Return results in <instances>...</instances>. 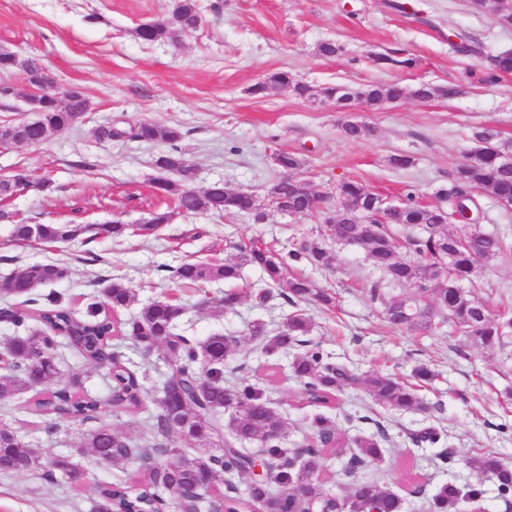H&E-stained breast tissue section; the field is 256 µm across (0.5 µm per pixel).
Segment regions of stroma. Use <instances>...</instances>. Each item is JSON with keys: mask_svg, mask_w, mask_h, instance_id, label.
<instances>
[{"mask_svg": "<svg viewBox=\"0 0 512 512\" xmlns=\"http://www.w3.org/2000/svg\"><path fill=\"white\" fill-rule=\"evenodd\" d=\"M215 3L220 11H212ZM200 4L204 22L196 32L145 44L135 38V28L168 17L172 0H0V49L49 69L61 84L81 87L90 100L89 112L73 128L39 145L0 149V175L24 169L53 182L52 191L2 200L0 209L31 224L145 223L157 203L153 161L166 146L96 140L95 129L110 121L179 128L184 157L196 168L199 184L221 180L261 197L281 176L274 153L285 151L302 160L299 175L315 192L353 179L386 197L410 191L434 204L437 190L472 147L474 126L493 127L502 139L512 140V73L485 79L489 56L512 51V29L471 9L468 0ZM460 33L480 46V54L456 50ZM324 41L340 45L339 55H319ZM391 54L415 64L382 63V56ZM282 70L313 86L429 82L456 85L462 93L427 102L408 97L376 109L358 101L347 111L285 88L254 93L268 73ZM349 120L372 127L373 135L346 139L341 125ZM393 154L410 155L412 166L392 167ZM481 204L480 229L505 233L506 247L480 273L478 292L492 309L512 311V209L486 196ZM323 222L318 211L290 219L272 208L262 224L234 214L178 215L147 236L52 248L15 244L10 224L0 222V277L29 263L60 261L70 276L57 290L79 314L85 295L101 290L109 279L127 282L141 304L179 296L191 306L187 333L199 339L217 331L242 336L254 321H280L297 310L312 321L310 341L349 367L378 368L406 380L415 367H430L436 377L422 390L427 411L394 412L365 390L347 388L328 415L349 439L384 432V455L366 476L398 493L404 512H433V497L443 483L472 480L465 460L473 452H494L512 461V334L487 350L450 323L426 334L394 328L384 318V303L400 294V287L371 298L369 285L380 274L352 246L338 247L333 270L294 264L283 272L284 278L304 275L314 288L335 292L337 304L329 310L311 301L292 306L277 294L256 306L247 290L261 273L252 267L236 284L242 303L228 312L198 305L204 296L221 297L224 284L186 288L169 278L168 266L229 259L238 244L252 238L289 247L316 236ZM291 362L289 355L268 356L248 347L225 361L224 375L264 388L285 418L286 447L297 448L310 432L311 411L292 404L299 385ZM61 374L62 383H76L93 395L107 393V368L89 364L74 351H66ZM0 420L42 448L45 459L67 454L85 472L81 484L61 477L50 482L29 471L1 476L0 512H93L96 484L142 469L134 460L120 472L92 453H78L89 423H61L50 438L34 414L0 406ZM426 427L440 433L437 444L414 443Z\"/></svg>", "mask_w": 512, "mask_h": 512, "instance_id": "obj_1", "label": "stroma"}]
</instances>
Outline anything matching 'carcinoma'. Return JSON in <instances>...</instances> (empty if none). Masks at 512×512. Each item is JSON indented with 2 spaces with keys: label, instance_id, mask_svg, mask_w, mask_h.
<instances>
[{
  "label": "carcinoma",
  "instance_id": "obj_1",
  "mask_svg": "<svg viewBox=\"0 0 512 512\" xmlns=\"http://www.w3.org/2000/svg\"><path fill=\"white\" fill-rule=\"evenodd\" d=\"M477 11L490 13L504 28L512 27V0H470ZM169 17L175 24H142L134 34L151 43L167 33L188 35L201 23L197 0H174ZM20 70L31 87L42 94L43 107L38 117L16 126L3 125L4 134L21 128L23 139L30 145L41 144L60 131L74 127L88 108V98L82 90L73 95H58L55 80L44 69L19 59L8 51H0V71ZM281 87L289 88L304 99L333 98L343 102L337 86L314 88L295 82L288 72L277 71L253 88L264 93ZM456 87L418 85L405 88L398 84H369L354 88L349 102L362 100L372 107L409 95L413 98H452ZM99 140H136L143 143L161 142L169 149L157 156L155 165L162 176L153 181V192L163 207L151 212L141 225L109 221L98 224L48 223L26 224L14 219L12 213L0 210V219L11 223L12 238L19 243H39L47 247L81 241L86 245L98 237L121 238L128 233L153 232L168 224L174 216L183 214L245 215L254 221L265 217L264 205L249 191L232 188L217 180L206 185L196 184L195 168L188 164L178 145L182 134L176 127L140 122L129 126L107 123L95 129ZM474 147L466 152L465 161L456 169L448 185L439 189V198L448 207L418 202L409 192L401 200V209L392 224H378L371 216L372 197L368 188L356 180L339 182L332 192L319 196L323 206L331 199L339 200V215L323 225L319 235L283 252L262 238L239 249L231 261L181 262L169 267L170 278L187 287L199 283H235L242 279L243 270L250 266L261 271L251 293L260 307L270 295L269 289H283L287 302L313 300L323 307H333L334 297L327 291L313 288L304 277L283 279V270L291 262H305L319 269L336 266L335 250L328 240L361 249L367 260L393 285H411L416 293H403L385 303L386 321L393 327L414 333H427L437 328L435 316L415 294L431 297L438 309L446 314L460 332L484 349H493L512 329L509 313L497 314L496 324L471 328L482 305V298L463 283L476 278L482 265L499 255L505 247L495 233L477 229L469 231L466 243L448 271L440 272L434 260L448 248L460 217L464 216L459 198L466 191L481 189L494 198L512 197V167L499 161L505 141L491 127H479L472 134ZM288 205V213L302 216L310 212V197L297 182L280 178L269 189ZM412 231L407 236L410 260L397 256L395 235L391 226ZM69 276V268L58 261L46 260L24 266L0 280V291L15 298H24L49 288ZM47 305L29 311L20 303L6 301L0 305V323L13 328L14 335L4 340L11 366L0 372V405L22 404L46 418L44 432L53 434L57 422L93 421L107 411L114 414H135L143 409L147 391L145 380L148 361L158 351L167 362L170 373L160 395L154 399L157 412L143 421V441L134 444L106 425L83 434L81 447L87 448L101 462L122 468L136 458L149 457L152 465L136 479L118 478L96 487L95 512H165L173 507L177 512H254L259 506L265 512H297L304 507L312 512H402V498L376 481L355 473L338 492L326 490L319 479L324 456L347 446L341 430L325 414H313L310 427L313 440L304 448H284L281 436L271 429L284 426L281 413L263 391L253 385L224 378V361L241 351L245 342H257L261 352L271 355L288 353L304 346L306 350L292 361V371L300 380L301 389L294 402L317 409L336 404L338 393L346 387H360L373 400L396 412L420 411L423 399L419 387L430 382L435 374L426 366L413 372L415 382L406 383L380 370L356 372L333 360L317 346H308L306 339L312 329L311 319L304 313L293 312L271 332L257 322L247 336H224L214 333L196 340L177 332V326L190 310L178 297L154 300L144 304L139 312L127 319L119 313L136 300L134 288L125 281H109L100 296H92L83 315L74 313L55 291L45 295ZM242 301L236 289H227L215 306L233 311ZM130 341L144 360L137 368L125 359L122 342ZM71 348L86 361L109 370V393L106 397L73 391L60 384L59 350ZM229 415L226 424L221 416ZM187 443L207 448L190 456L181 448ZM358 453L352 462L364 467L382 459L384 448L378 436L359 435L353 440ZM267 456L268 481L249 491L236 492L233 480L242 476L255 463L254 451ZM176 461L169 462L167 458ZM18 462L28 470H40L47 479L66 475L70 457L59 455L44 468L42 449L20 436L6 423L0 422V475L16 472ZM477 480L458 484L449 481L441 486L434 498L438 512H455L463 501H474L484 494L480 478L491 475L496 480L498 495H512V465L499 456L477 452L465 460ZM307 484L308 496L301 502L295 497V481ZM224 482L231 494L215 491Z\"/></svg>",
  "mask_w": 512,
  "mask_h": 512
}]
</instances>
